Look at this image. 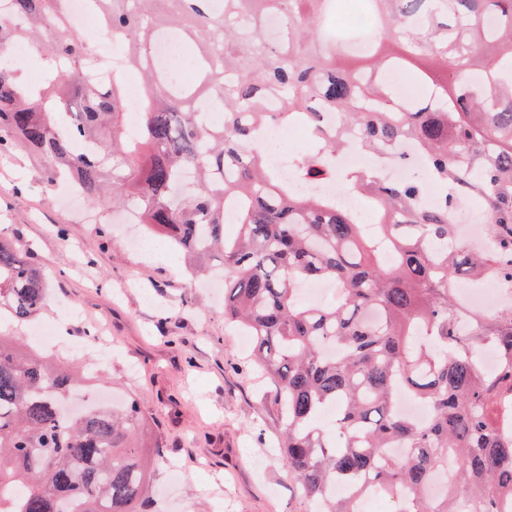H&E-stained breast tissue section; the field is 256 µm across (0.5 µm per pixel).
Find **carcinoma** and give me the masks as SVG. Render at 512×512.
<instances>
[{
    "label": "carcinoma",
    "mask_w": 512,
    "mask_h": 512,
    "mask_svg": "<svg viewBox=\"0 0 512 512\" xmlns=\"http://www.w3.org/2000/svg\"><path fill=\"white\" fill-rule=\"evenodd\" d=\"M0 12V154L45 164V186L73 176L82 194L136 211L141 232L194 260L220 255L224 319L250 336L255 360L288 422L283 448L309 512H359L384 496L395 512H502L512 502V304L490 316L465 307L450 283L496 277L512 290V0H369L375 41L362 65L336 66L327 18L335 0H91L96 34L72 28L65 0H9ZM283 19L277 40L270 16ZM177 30L199 61L194 85L172 88L151 58ZM121 48L124 71L99 81L86 65L93 38ZM33 43L55 64L44 86L25 80L10 47ZM396 44L401 52L384 54ZM431 56L449 87L404 106L388 72ZM144 79L136 136L126 128L124 76ZM224 108L207 123L198 103ZM269 100L278 109L267 112ZM316 102L343 114L358 145L378 154L348 186L379 211L385 257L350 211L281 185L261 143L267 126L302 125L308 180L338 177L334 138H320ZM409 141L425 177L390 182L393 149ZM439 193L429 206V187ZM477 205L495 249L448 250L457 203ZM238 226L224 234L228 214ZM336 284L323 304L310 281ZM48 281L27 252L0 243V316L22 324L45 307ZM500 365L488 373L481 353ZM75 371L55 366L20 336H0V491L22 488L0 512H156L151 457L138 440L141 408L64 399ZM429 409L423 423L397 410L400 392ZM338 407L328 429L327 405ZM404 448L401 457L390 453ZM441 473L446 492L428 494ZM346 495L331 494L336 483Z\"/></svg>",
    "instance_id": "obj_1"
}]
</instances>
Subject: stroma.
I'll return each instance as SVG.
<instances>
[{
  "label": "stroma",
  "instance_id": "stroma-1",
  "mask_svg": "<svg viewBox=\"0 0 512 512\" xmlns=\"http://www.w3.org/2000/svg\"><path fill=\"white\" fill-rule=\"evenodd\" d=\"M42 179V165L26 155H0V237L24 244L51 274L47 311L20 327L0 322V336L66 324L68 340L40 352L83 368L75 395L112 390L139 402L141 444L165 450L150 483L162 512H307L277 450L286 424L273 387L230 333L223 295L201 287L183 260L169 266L135 249L134 229L113 223L110 200L93 202L100 217L90 224L80 207L47 200ZM69 305L83 308V319L66 320ZM93 326L118 344L111 361L92 348L73 356ZM172 461L185 472L176 484Z\"/></svg>",
  "mask_w": 512,
  "mask_h": 512
}]
</instances>
